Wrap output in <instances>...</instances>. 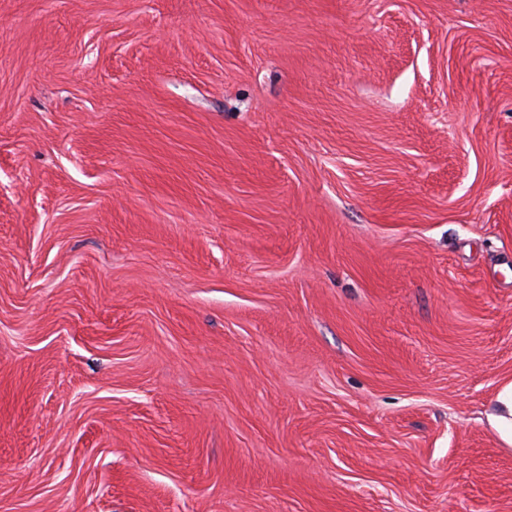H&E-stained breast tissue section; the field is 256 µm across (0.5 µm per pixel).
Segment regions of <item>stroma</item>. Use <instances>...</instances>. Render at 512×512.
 <instances>
[{"mask_svg": "<svg viewBox=\"0 0 512 512\" xmlns=\"http://www.w3.org/2000/svg\"><path fill=\"white\" fill-rule=\"evenodd\" d=\"M512 0H0V512H512ZM497 402L499 410L491 419L502 436L512 440V385L499 394Z\"/></svg>", "mask_w": 512, "mask_h": 512, "instance_id": "35a3bbf8", "label": "stroma"}]
</instances>
